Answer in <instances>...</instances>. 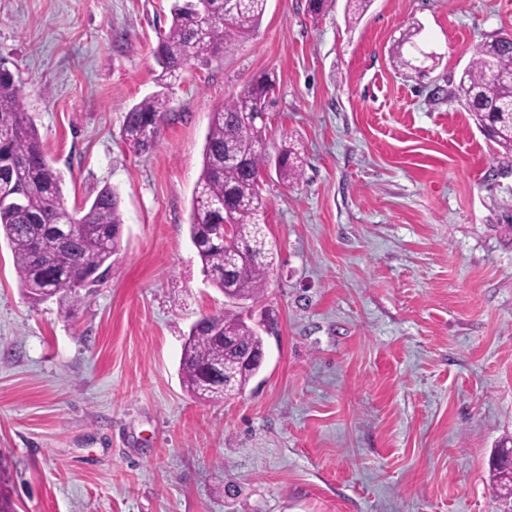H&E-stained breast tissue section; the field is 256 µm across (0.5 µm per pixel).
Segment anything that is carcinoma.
I'll list each match as a JSON object with an SVG mask.
<instances>
[{
  "instance_id": "obj_1",
  "label": "carcinoma",
  "mask_w": 512,
  "mask_h": 512,
  "mask_svg": "<svg viewBox=\"0 0 512 512\" xmlns=\"http://www.w3.org/2000/svg\"><path fill=\"white\" fill-rule=\"evenodd\" d=\"M211 21L201 31L195 0H174L172 22L154 49L160 67L159 90L125 113L123 138L148 152L159 142L170 111V86L188 61L209 60L234 51L258 28L267 0H241L224 18V0H208ZM512 34L493 35L478 44L454 84V97L471 112L487 138L512 153ZM276 78L262 74L213 113L202 168L193 191L190 238L207 280L219 291L229 288L251 303L264 295L278 250L265 232L269 202L262 172L273 166L285 185L303 179L305 157L297 144L282 141L276 156L266 152L269 113ZM63 180L45 151L38 129L24 107L21 83L0 72V236L12 251L22 288L29 298L52 297L50 289L81 300L80 290L99 281L100 270L121 250L123 220L118 194L102 188L92 203L69 215ZM260 357L262 336L240 314L221 325L195 323L184 342L180 372L196 399H231L242 394L258 367L234 364L239 351Z\"/></svg>"
}]
</instances>
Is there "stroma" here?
<instances>
[{"label":"stroma","mask_w":512,"mask_h":512,"mask_svg":"<svg viewBox=\"0 0 512 512\" xmlns=\"http://www.w3.org/2000/svg\"><path fill=\"white\" fill-rule=\"evenodd\" d=\"M173 0H0V61L64 181L65 206L120 197L122 249L82 303L29 299L0 239V492L17 512H504L488 461L512 447V156L434 99L512 0H267L233 52L190 61L159 143L126 111L156 89ZM435 52L405 76L406 34ZM277 76L267 178L278 257L244 317L265 357L245 392L199 401L179 375L224 309L190 240L213 112Z\"/></svg>","instance_id":"stroma-1"}]
</instances>
